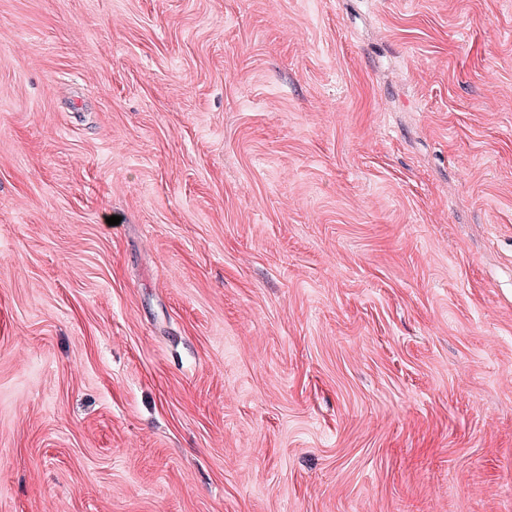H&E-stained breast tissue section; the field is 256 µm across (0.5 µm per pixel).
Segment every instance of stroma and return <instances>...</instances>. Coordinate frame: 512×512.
I'll return each instance as SVG.
<instances>
[{
	"instance_id": "stroma-1",
	"label": "stroma",
	"mask_w": 512,
	"mask_h": 512,
	"mask_svg": "<svg viewBox=\"0 0 512 512\" xmlns=\"http://www.w3.org/2000/svg\"><path fill=\"white\" fill-rule=\"evenodd\" d=\"M0 512H512V0H0Z\"/></svg>"
}]
</instances>
